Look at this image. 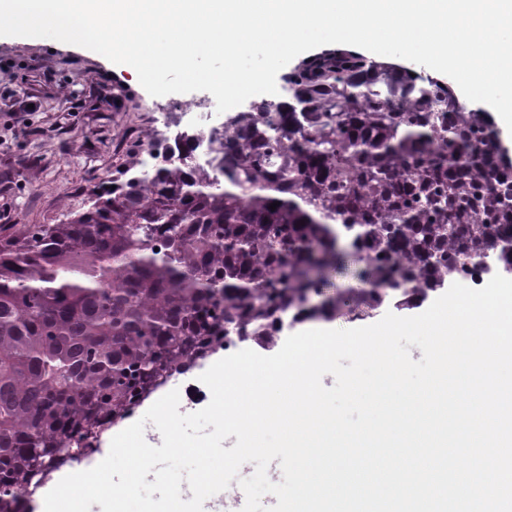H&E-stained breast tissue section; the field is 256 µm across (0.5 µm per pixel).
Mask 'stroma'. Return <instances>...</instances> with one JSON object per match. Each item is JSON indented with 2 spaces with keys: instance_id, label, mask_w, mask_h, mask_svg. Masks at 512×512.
Segmentation results:
<instances>
[{
  "instance_id": "35a3bbf8",
  "label": "stroma",
  "mask_w": 512,
  "mask_h": 512,
  "mask_svg": "<svg viewBox=\"0 0 512 512\" xmlns=\"http://www.w3.org/2000/svg\"><path fill=\"white\" fill-rule=\"evenodd\" d=\"M201 92L154 97L106 57L0 36V237L58 224L120 177L163 113Z\"/></svg>"
}]
</instances>
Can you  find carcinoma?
Here are the masks:
<instances>
[{
	"mask_svg": "<svg viewBox=\"0 0 512 512\" xmlns=\"http://www.w3.org/2000/svg\"><path fill=\"white\" fill-rule=\"evenodd\" d=\"M287 82L224 121L206 164L183 137L180 163H133L71 220L0 241V512L233 332L267 347L346 302L408 308L491 251L512 274V161L484 112L354 51ZM347 248L369 288L311 303Z\"/></svg>",
	"mask_w": 512,
	"mask_h": 512,
	"instance_id": "1",
	"label": "carcinoma"
}]
</instances>
